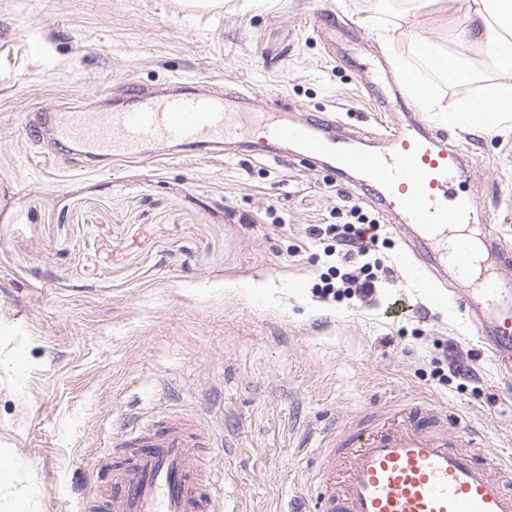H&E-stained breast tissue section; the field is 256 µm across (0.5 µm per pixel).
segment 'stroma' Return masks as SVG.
<instances>
[{
  "instance_id": "stroma-1",
  "label": "stroma",
  "mask_w": 512,
  "mask_h": 512,
  "mask_svg": "<svg viewBox=\"0 0 512 512\" xmlns=\"http://www.w3.org/2000/svg\"><path fill=\"white\" fill-rule=\"evenodd\" d=\"M467 0H0V451L29 512H82L113 431L188 412L206 458L233 482L236 512H284L329 419L393 399L446 405L512 454V387L450 292L408 273L403 243L370 188L323 159L273 152L190 158L156 144L149 160L87 169L71 150L27 138L23 117L130 82L176 79L250 92L252 109L286 98L292 117L330 112L381 134L366 82L399 77L420 37L454 43ZM377 14L372 31L360 18ZM473 170L465 189L512 246V127L471 131L422 113ZM374 218L381 266L367 296L323 297L327 256L314 224ZM454 345L479 381L459 384Z\"/></svg>"
}]
</instances>
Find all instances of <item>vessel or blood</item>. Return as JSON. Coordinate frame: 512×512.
Returning <instances> with one entry per match:
<instances>
[{
    "label": "vessel or blood",
    "instance_id": "obj_1",
    "mask_svg": "<svg viewBox=\"0 0 512 512\" xmlns=\"http://www.w3.org/2000/svg\"><path fill=\"white\" fill-rule=\"evenodd\" d=\"M122 92L138 99L135 109L92 101L28 113L31 141L48 137L93 157L142 159L152 143L213 152L256 129L263 142L289 143L309 156H329L337 169H358L363 185L402 222L407 264L435 284L458 283V307L469 314L500 373L512 377V249L492 225L482 224L480 249L464 243L448 250L449 236L457 225L471 223L474 210L472 199L454 198L451 189L461 162L457 147L412 121L393 126L382 149L365 155L335 117L292 120L280 99L271 111L253 112L244 91L204 95L181 82L164 95L134 83ZM228 98L237 111H227ZM483 443L473 424L451 420L446 406L425 401L394 402L371 421L326 426L314 464L301 474L318 494L299 495L294 512H512V489L499 474L502 461L486 457ZM212 445L190 413L124 426L112 437V478L87 500L85 512H215L224 474L198 454Z\"/></svg>",
    "mask_w": 512,
    "mask_h": 512
}]
</instances>
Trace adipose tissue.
<instances>
[{
  "mask_svg": "<svg viewBox=\"0 0 512 512\" xmlns=\"http://www.w3.org/2000/svg\"><path fill=\"white\" fill-rule=\"evenodd\" d=\"M461 32L468 48L483 52L494 77H481L466 51L421 37L413 43V61L398 63L411 97L446 126L489 131L511 123L512 84L504 77L512 73V0H469ZM475 81L481 84L479 97L443 105L441 87Z\"/></svg>",
  "mask_w": 512,
  "mask_h": 512,
  "instance_id": "ef3b65f1",
  "label": "adipose tissue"
}]
</instances>
